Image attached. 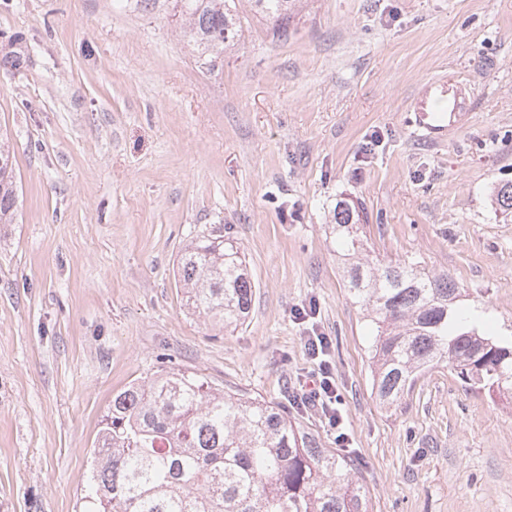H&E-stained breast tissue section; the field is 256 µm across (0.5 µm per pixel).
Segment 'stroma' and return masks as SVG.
<instances>
[{
    "instance_id": "stroma-1",
    "label": "stroma",
    "mask_w": 512,
    "mask_h": 512,
    "mask_svg": "<svg viewBox=\"0 0 512 512\" xmlns=\"http://www.w3.org/2000/svg\"><path fill=\"white\" fill-rule=\"evenodd\" d=\"M242 26L209 72L172 0H0L19 193L0 224V512H81L113 392L157 371L300 393L309 305L342 425L295 414L358 461L373 512H512V399L442 362L381 405L328 229L354 200L369 259L448 274L481 329L512 336V221L492 203L512 180V0H304L285 39ZM430 83L465 104L443 140L413 123ZM218 224L256 282L228 329L189 314L175 277Z\"/></svg>"
}]
</instances>
